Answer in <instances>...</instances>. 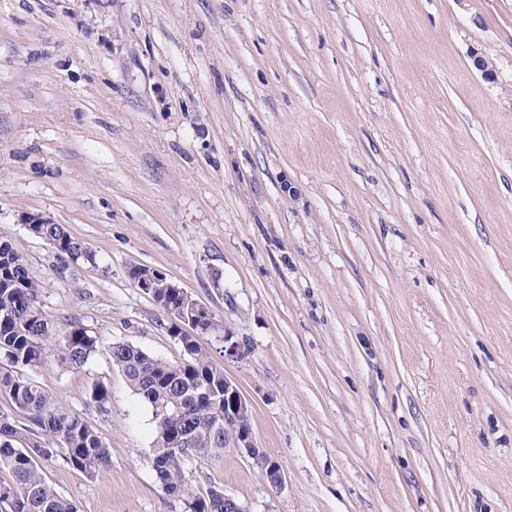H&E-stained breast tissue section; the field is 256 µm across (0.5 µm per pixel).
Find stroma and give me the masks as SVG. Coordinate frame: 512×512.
<instances>
[{
    "mask_svg": "<svg viewBox=\"0 0 512 512\" xmlns=\"http://www.w3.org/2000/svg\"><path fill=\"white\" fill-rule=\"evenodd\" d=\"M32 213L97 264L60 275ZM0 232L44 310L100 341L38 374L112 450L93 479L43 468L82 512H182L109 353L183 355L134 265L243 343L206 348L284 472L273 488L228 448L192 463L194 492L248 512H512V0H0Z\"/></svg>",
    "mask_w": 512,
    "mask_h": 512,
    "instance_id": "35a3bbf8",
    "label": "stroma"
}]
</instances>
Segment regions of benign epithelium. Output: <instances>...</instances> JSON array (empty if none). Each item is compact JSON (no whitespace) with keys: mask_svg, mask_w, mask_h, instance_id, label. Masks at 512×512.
I'll return each mask as SVG.
<instances>
[{"mask_svg":"<svg viewBox=\"0 0 512 512\" xmlns=\"http://www.w3.org/2000/svg\"><path fill=\"white\" fill-rule=\"evenodd\" d=\"M160 284L178 295V304L169 305L156 292ZM136 288L149 296L164 314L167 320L166 331L170 336H196L201 329L200 321L214 315L206 304L193 298L188 291L167 278L166 273L157 268L147 270L137 277ZM219 343L226 360L238 359L244 354L242 344L228 327L224 328ZM250 412V401L238 385L230 378H224V447L245 451L261 469L267 481L279 486L283 483L282 466L277 459L257 445L252 430L246 426Z\"/></svg>","mask_w":512,"mask_h":512,"instance_id":"1","label":"benign epithelium"}]
</instances>
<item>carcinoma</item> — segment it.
Here are the masks:
<instances>
[{
  "label": "carcinoma",
  "mask_w": 512,
  "mask_h": 512,
  "mask_svg": "<svg viewBox=\"0 0 512 512\" xmlns=\"http://www.w3.org/2000/svg\"><path fill=\"white\" fill-rule=\"evenodd\" d=\"M61 272L74 264L97 263L96 252L72 237L64 224H36ZM42 285L11 239L0 234V395L25 415L20 426L0 414V512H80L79 504L44 477L41 464L60 456L90 477L112 467V452L101 431L46 390L35 373L49 359L67 369L83 367L99 340L78 320L57 323L42 308ZM184 360L168 362L124 342L111 346L112 363L132 393L151 409L155 438L150 455L154 479L183 512H224V489L191 492V461L224 452V368L202 347L199 336H178ZM112 395L94 385L87 403L98 414L110 411Z\"/></svg>",
  "instance_id": "obj_1"
}]
</instances>
